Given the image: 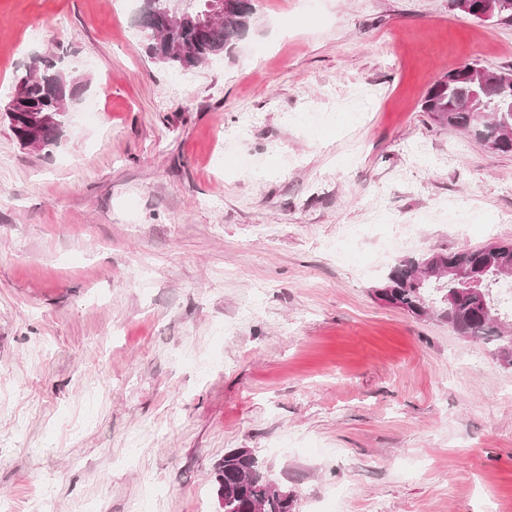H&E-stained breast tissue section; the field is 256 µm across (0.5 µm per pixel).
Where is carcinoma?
I'll return each mask as SVG.
<instances>
[{"instance_id":"carcinoma-1","label":"carcinoma","mask_w":512,"mask_h":512,"mask_svg":"<svg viewBox=\"0 0 512 512\" xmlns=\"http://www.w3.org/2000/svg\"><path fill=\"white\" fill-rule=\"evenodd\" d=\"M182 0H150L140 7L142 25L148 27L151 40L146 43L148 57L181 72L192 71L214 57L237 47L247 30L253 14L252 5L245 4L240 13L228 20L214 22L207 31L185 26L170 17L186 12L191 15L206 10V0H188L189 6L180 7ZM63 84L69 88L72 80L48 60L35 72L23 76L14 94L0 104L3 115L19 144L34 130V117L57 114L62 121L72 111L73 98L65 103L52 93V86ZM470 83L461 77L445 74L428 90L422 102L423 111L443 125L466 132L480 145H494L496 154H512V112H470L465 101ZM439 267L471 271L482 279L484 296L471 297L464 279H423L420 269L427 256L404 260L389 271L384 281L388 302L409 314L435 315L446 322L458 336L481 343L494 353L512 352V322L493 295V288L504 283L503 272L512 273V242L500 241L483 247L458 252L435 254ZM217 491L224 492V512H295V499L285 489L275 491L274 480L259 459L247 448H238L224 454L216 469Z\"/></svg>"}]
</instances>
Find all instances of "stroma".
Returning a JSON list of instances; mask_svg holds the SVG:
<instances>
[{
  "mask_svg": "<svg viewBox=\"0 0 512 512\" xmlns=\"http://www.w3.org/2000/svg\"><path fill=\"white\" fill-rule=\"evenodd\" d=\"M449 2L254 0L181 73L139 0H0V101L81 84L51 149L0 119V512H218L236 448L296 512H512V370L374 294L512 241V155L422 109L512 23Z\"/></svg>",
  "mask_w": 512,
  "mask_h": 512,
  "instance_id": "1",
  "label": "stroma"
}]
</instances>
